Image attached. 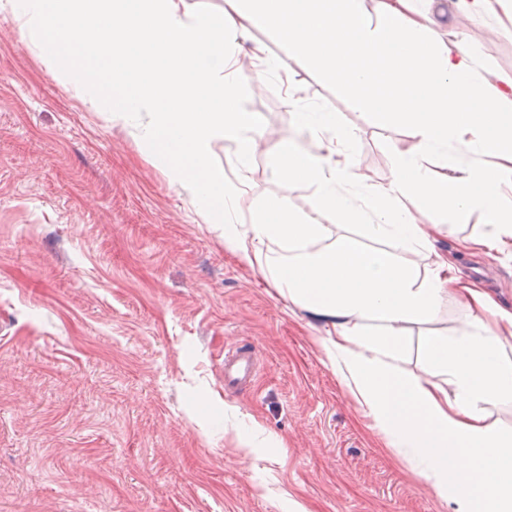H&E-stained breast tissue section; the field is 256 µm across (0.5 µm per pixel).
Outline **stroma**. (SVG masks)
<instances>
[{
  "instance_id": "35a3bbf8",
  "label": "stroma",
  "mask_w": 512,
  "mask_h": 512,
  "mask_svg": "<svg viewBox=\"0 0 512 512\" xmlns=\"http://www.w3.org/2000/svg\"><path fill=\"white\" fill-rule=\"evenodd\" d=\"M427 15L433 38L477 33L488 78L512 84V0L480 15L430 0ZM293 85L303 105L340 113L359 174L387 183L392 146L416 151L339 80L298 66ZM237 102L262 132L251 194L310 211L312 186L273 176L292 131L277 84L243 78ZM456 273L512 308V261L464 255ZM461 316L452 301L409 325L402 368L421 373L422 336ZM316 334L0 17V512H447L382 447ZM237 341L260 373L230 393ZM241 416L282 447L243 450Z\"/></svg>"
}]
</instances>
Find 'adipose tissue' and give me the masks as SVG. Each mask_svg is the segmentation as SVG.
Wrapping results in <instances>:
<instances>
[{
    "label": "adipose tissue",
    "mask_w": 512,
    "mask_h": 512,
    "mask_svg": "<svg viewBox=\"0 0 512 512\" xmlns=\"http://www.w3.org/2000/svg\"><path fill=\"white\" fill-rule=\"evenodd\" d=\"M424 0H0L21 38L54 79L129 129L139 153L186 194L226 248L269 288L308 313L340 382L370 416L386 448L430 482L448 512H512V428L492 413L512 407V311L437 255L418 268L409 255L433 251L449 219L481 210L484 230L460 247L512 259V91L492 85L475 37L431 42ZM279 41L284 57L253 40ZM251 40L253 81L288 85L296 63L341 76L348 94L418 143L393 151L388 184L356 174L351 135L333 112L289 98L294 134L275 147V178L310 183L314 215L288 197L256 201L247 188L257 148L255 120L241 111L236 49ZM353 46L397 60L392 88L372 91L351 65ZM237 169L214 166L218 147ZM451 147L453 174L437 182L426 158ZM493 159L478 167L479 156ZM362 229L328 239L323 216ZM465 310L452 335L423 337L422 373L403 371L406 328L435 322L448 300Z\"/></svg>",
    "instance_id": "1"
}]
</instances>
